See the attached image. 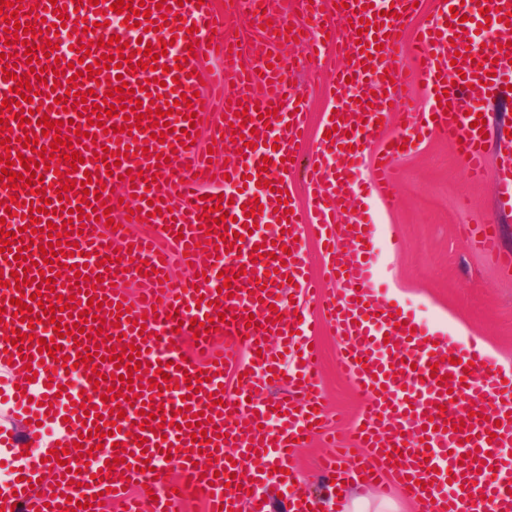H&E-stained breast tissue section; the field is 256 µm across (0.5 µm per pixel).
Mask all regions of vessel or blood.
<instances>
[{
	"mask_svg": "<svg viewBox=\"0 0 512 512\" xmlns=\"http://www.w3.org/2000/svg\"><path fill=\"white\" fill-rule=\"evenodd\" d=\"M114 0H19L20 23L36 25V33L9 37L0 18V99L15 98L18 79L28 80L32 101L0 111L11 129L0 155L23 154L22 136L50 145L37 124L39 115L71 132L60 153L78 152L84 162L57 171L40 159L39 194L26 188H0V219L10 232L9 251L0 253V271L17 272L23 290L0 287V365H8L0 385L10 388L13 409L25 423L23 439H11L12 481L5 512H105L118 502L122 512H183L188 493L202 496L205 512H264L258 498L259 471L286 470L308 439L328 437L323 413L318 349L309 339L304 306L291 318L278 317L286 281L299 295L315 301L336 330L338 368L361 400L353 430L361 450L351 466L341 468L339 455L326 457L323 469L336 481L357 478L360 484L396 488L423 512H512V373L502 374L471 347L449 342L443 334L421 327L409 311L379 302L374 294L377 269L367 246L374 227L358 216L342 215L337 198L354 195L353 165L341 163L342 147L354 146L361 158L382 125L395 134L376 156L377 180L393 191L400 148L422 138L440 136L460 151L467 175L484 172V138L475 127L489 93L505 92V72L512 71V46L504 45L500 18L512 12V0H437L436 17L420 30L409 62L396 49L402 27L414 17L415 0H346L328 10L326 0H299L300 14L288 18L274 10L255 9L254 0H226L219 14L213 0H144L150 15L138 27L124 25L113 12ZM262 29L259 47L269 54L262 74L243 67L240 49L222 34L225 17ZM65 18L61 34L48 26ZM485 27L481 41L471 27ZM186 36H179V29ZM128 42L136 59L145 51L158 54V70L135 69L130 63L84 74V65L113 56L116 46H99L105 32ZM299 35L305 64L336 59V81L328 90L334 113L323 121L319 139L304 165H297L296 146L306 135L302 93L273 54L276 43ZM59 47L57 56L45 43ZM88 56H80L82 45ZM371 55L364 68L359 55ZM219 65L202 75L204 58ZM44 71L31 72L30 61ZM413 67L424 85L427 102L413 108L402 93L404 67ZM127 82L143 109H161L189 96L191 107L169 115L162 140L152 139L151 119L102 117L92 124V105L102 104L109 90ZM74 95H67V88ZM85 95L78 104L77 95ZM36 107L27 124L16 117ZM216 111L210 139L230 156L215 162L197 143L190 113ZM132 132H124V125ZM111 157L99 160L102 149ZM137 171V178L126 175ZM302 172L309 200V219L300 222L278 209V197H289V182ZM92 194H83L84 177ZM67 189L72 207L86 221L82 231L62 238V255L52 264L53 279L40 275L42 247L50 240L47 226H62L57 189ZM251 190H244V183ZM232 200L219 204L225 188ZM263 204L261 214L248 208ZM109 206L113 226L91 218L93 209ZM222 206L228 220L205 218L208 207ZM35 214L38 232L25 230L26 214ZM265 225L264 236L249 233ZM326 244L333 259L337 290H320L309 278L305 232ZM482 250L494 249V225L465 229ZM22 259H15L14 250ZM181 261L188 278L171 277L173 261ZM133 282L138 299H130L124 282ZM40 294L32 324L15 314L14 299ZM75 296L72 312L45 315L44 306L58 296ZM128 308L120 316L118 307ZM224 315L218 329L196 333L195 322ZM98 317L103 326L90 334L58 339L55 354L41 351L38 341L54 336V325L74 326ZM32 331L33 340L8 345L9 330ZM195 336L203 360L183 357L181 337ZM277 339L291 349L295 368L288 374L287 397L267 400L264 389L275 379L277 362L268 346ZM138 360L123 358L128 346ZM87 348L92 360L65 369V357ZM102 373L92 383L93 373ZM196 389H189V382ZM115 399H106L107 389ZM133 390L134 401L123 393ZM205 430L207 443L194 442L191 423ZM65 448L57 463L55 447ZM147 457L151 468L134 464ZM178 479H169L165 465ZM51 470L49 484L34 490L31 479ZM294 500L310 494L288 474L283 482Z\"/></svg>",
	"mask_w": 512,
	"mask_h": 512,
	"instance_id": "vessel-or-blood-1",
	"label": "vessel or blood"
}]
</instances>
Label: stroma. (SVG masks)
<instances>
[{
	"label": "stroma",
	"mask_w": 512,
	"mask_h": 512,
	"mask_svg": "<svg viewBox=\"0 0 512 512\" xmlns=\"http://www.w3.org/2000/svg\"><path fill=\"white\" fill-rule=\"evenodd\" d=\"M294 80L305 91L310 151L331 104L325 94L336 77L326 58L315 67L297 66ZM487 171L482 182L467 179L463 163L447 141L432 139L402 157L394 190L400 204L388 209L373 179V163L360 167L358 197L374 224L375 261L380 299L410 309L429 327L454 336L468 332L469 345L491 349L492 366L512 370V270L502 268L500 252L512 253V213L499 209V130L512 125V96H493L485 106ZM483 219L495 222L499 252L473 249L463 226ZM310 333L321 351L324 404L337 436L351 438L359 399L336 370V334L316 308H309Z\"/></svg>",
	"instance_id": "obj_1"
}]
</instances>
